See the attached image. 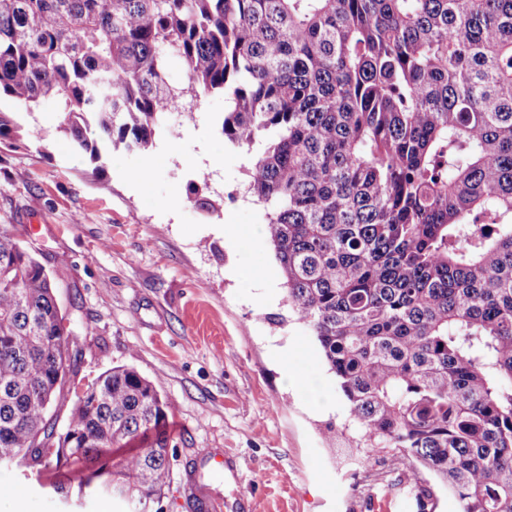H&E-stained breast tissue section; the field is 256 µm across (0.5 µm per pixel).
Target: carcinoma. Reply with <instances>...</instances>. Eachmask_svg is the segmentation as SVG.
Instances as JSON below:
<instances>
[{"instance_id":"1","label":"carcinoma","mask_w":512,"mask_h":512,"mask_svg":"<svg viewBox=\"0 0 512 512\" xmlns=\"http://www.w3.org/2000/svg\"><path fill=\"white\" fill-rule=\"evenodd\" d=\"M210 94L364 447L460 512H512V0H0V98L55 101L97 180L102 152L149 151L167 109ZM24 136L0 111V144ZM67 275L0 227V464L82 496L118 454L112 496L152 503L175 402L136 370L99 376L56 436Z\"/></svg>"}]
</instances>
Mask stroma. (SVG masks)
Instances as JSON below:
<instances>
[{"mask_svg": "<svg viewBox=\"0 0 512 512\" xmlns=\"http://www.w3.org/2000/svg\"><path fill=\"white\" fill-rule=\"evenodd\" d=\"M224 97H202L147 152L104 153L105 177L88 175V155L58 132L45 101L16 147L0 145V225L68 277L55 295L80 352L55 402L57 433L72 404L115 367L135 369L175 400L169 416L172 482L157 512H416L399 482L430 488L434 512H458L437 477L419 465L389 471L382 449L358 463L324 440L327 424L348 417L335 375L315 336L287 319L279 262L261 231L266 210L243 193L250 158L218 127ZM207 182L223 196L206 214L187 199ZM259 229L256 242L224 238V218ZM302 352L301 369L319 375L332 397L316 412L300 387L284 382L273 347ZM38 469L0 466V512H128L105 494L71 510Z\"/></svg>", "mask_w": 512, "mask_h": 512, "instance_id": "1", "label": "stroma"}]
</instances>
